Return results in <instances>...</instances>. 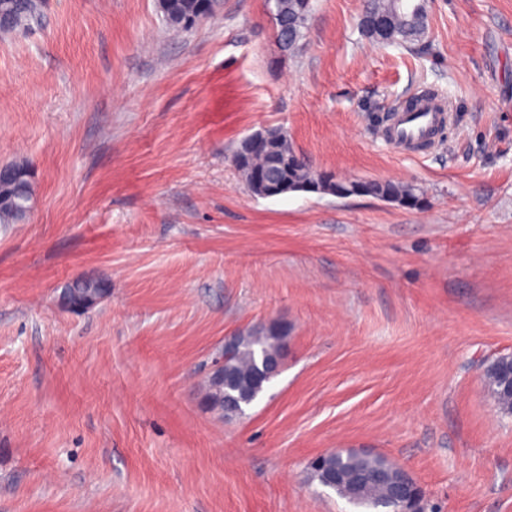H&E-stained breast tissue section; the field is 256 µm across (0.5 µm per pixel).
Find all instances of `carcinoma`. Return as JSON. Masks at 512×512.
Segmentation results:
<instances>
[{
	"label": "carcinoma",
	"instance_id": "obj_1",
	"mask_svg": "<svg viewBox=\"0 0 512 512\" xmlns=\"http://www.w3.org/2000/svg\"><path fill=\"white\" fill-rule=\"evenodd\" d=\"M42 0H3L0 9L12 19L15 29L28 27L38 19ZM217 0H171L169 22L182 29L193 27L197 22L210 16ZM313 11V0H278V15L275 16V35L283 48L293 49L304 36ZM359 28L364 37L381 44H413L421 41L426 34L427 13L425 0H365ZM314 169L304 157L295 151L282 154L279 141L269 142L264 149L245 158L243 175L252 192L259 191V185L270 184L286 191L321 192L340 196L344 192L352 195H371L391 200L409 208L421 205L417 189L408 184L391 181L339 180L323 172L318 185H313ZM20 183L24 191L11 183L0 182V197H10L25 206L32 196L31 179L23 174ZM287 332H279L275 326L259 327L235 337L233 356L228 367L234 377L244 382L258 371L263 358L279 352ZM499 364L490 365L485 373V385L498 409L512 414V401L504 397L497 382ZM248 398L251 393L239 386L224 382H209L207 398L222 407L224 396ZM397 465L386 458L368 454L354 448H340L321 456L320 464L310 469L319 484L324 486L329 472L338 471L344 481L333 488L340 497L366 512H396L398 501L389 494V477Z\"/></svg>",
	"mask_w": 512,
	"mask_h": 512
}]
</instances>
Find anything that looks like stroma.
<instances>
[{"label":"stroma","instance_id":"obj_1","mask_svg":"<svg viewBox=\"0 0 512 512\" xmlns=\"http://www.w3.org/2000/svg\"><path fill=\"white\" fill-rule=\"evenodd\" d=\"M283 52L269 0L189 30L157 0H46L0 33V164L29 214L0 223V512H355L312 459L364 449L440 512H512V0H427L412 47L361 35L363 0H314ZM437 95L449 134L383 139ZM287 131L317 170L415 186L260 198L233 154ZM77 279L104 299L82 314ZM278 321L282 369L242 417L206 402L225 341ZM499 358H501L503 361H508L511 363V372L508 373L505 371L501 374L500 387L501 392L504 395H509L510 397H512V355H503L500 356ZM500 364L501 362L491 364L486 369L484 373L485 385L487 387L490 397L492 398L498 409L505 415H511L512 401L509 402V400L501 394L497 382V373Z\"/></svg>","mask_w":512,"mask_h":512}]
</instances>
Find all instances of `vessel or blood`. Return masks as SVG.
<instances>
[{
	"instance_id": "obj_1",
	"label": "vessel or blood",
	"mask_w": 512,
	"mask_h": 512,
	"mask_svg": "<svg viewBox=\"0 0 512 512\" xmlns=\"http://www.w3.org/2000/svg\"><path fill=\"white\" fill-rule=\"evenodd\" d=\"M449 113L443 112L439 99L420 97L414 111L397 113L388 127V141L405 152H417L418 147L434 130L446 127Z\"/></svg>"
}]
</instances>
